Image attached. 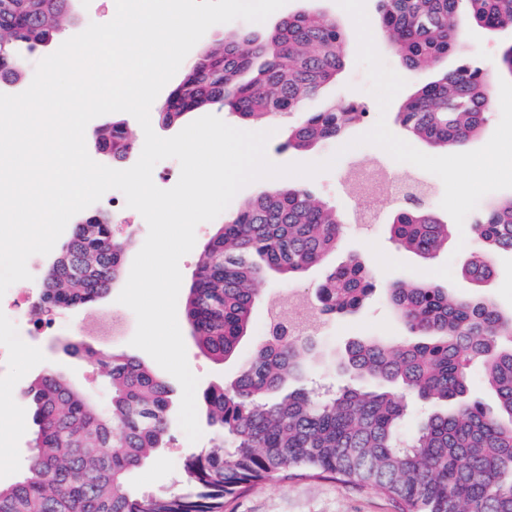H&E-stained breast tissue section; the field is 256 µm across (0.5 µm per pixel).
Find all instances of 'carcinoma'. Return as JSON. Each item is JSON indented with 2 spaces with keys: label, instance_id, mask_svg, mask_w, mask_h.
Here are the masks:
<instances>
[{
  "label": "carcinoma",
  "instance_id": "obj_1",
  "mask_svg": "<svg viewBox=\"0 0 512 512\" xmlns=\"http://www.w3.org/2000/svg\"><path fill=\"white\" fill-rule=\"evenodd\" d=\"M70 0H0V85L24 78L25 53L51 43L70 19ZM384 37L408 71L432 70L464 29L512 26V0H378ZM345 33L331 16H290L264 36L246 34L205 47L171 90L163 121L214 104L251 124L303 108L342 66ZM490 75L462 63L420 86L397 120L432 149L462 150L489 120ZM356 104L308 112L288 129L285 147L307 151L341 140L363 121ZM112 158L134 149L128 125L97 129ZM339 212L306 188L286 185L249 199L224 220L198 255L184 313L198 350L217 364L235 360L251 335L254 285L273 272L288 283L319 265L342 234ZM401 249L430 260L448 244L449 225L427 206L398 208L388 224ZM471 231L482 251L464 275L483 282L492 257L512 253V197L480 211ZM101 224H77L68 263L45 270L43 301L66 310L90 308L120 279L129 241ZM81 267L72 276L70 264ZM366 265L351 259L327 271L317 289L320 312L352 314L372 295ZM385 297L408 336L391 345L356 337L338 359L347 376L334 393L304 387L315 355L309 336H291L268 308L267 330L228 385L209 387L201 413L227 447L186 459L184 488L151 498L135 494L131 474L171 437L173 389L133 355L92 348L79 353L106 369L112 398L105 408L53 367L22 391L33 425L24 476L0 485V512H221L224 500L285 479H333L373 487L402 512H512V314L482 298L448 294L430 280L394 283ZM476 364L497 406L466 397ZM430 412L415 434L401 431L408 399Z\"/></svg>",
  "mask_w": 512,
  "mask_h": 512
}]
</instances>
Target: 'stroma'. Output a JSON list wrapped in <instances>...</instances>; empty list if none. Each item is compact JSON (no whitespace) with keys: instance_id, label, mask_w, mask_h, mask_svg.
Segmentation results:
<instances>
[{"instance_id":"35a3bbf8","label":"stroma","mask_w":512,"mask_h":512,"mask_svg":"<svg viewBox=\"0 0 512 512\" xmlns=\"http://www.w3.org/2000/svg\"><path fill=\"white\" fill-rule=\"evenodd\" d=\"M378 0H366V11L374 43L385 63L395 72L401 73L406 81L402 94L396 95L387 111H380L374 96L369 92L367 73L357 62L358 36L354 22L336 0H287L286 4L272 13L264 22L254 23L235 20L210 27L187 55V62H194L203 46L222 42L224 37L249 30L261 35L272 30L288 15L300 12H324L341 21L345 27L349 49L344 57L342 69L335 80L326 84L320 91L309 97L303 112H319L327 103L338 100H352L366 108L368 116L364 122L349 129L346 140H353L370 131L378 118H385L389 130L396 136L404 131L396 120V115L406 93L415 87L431 81L433 72L405 71L383 36L377 23ZM512 45V28L487 32L479 28L467 29L464 38L455 50L444 58L442 67L454 69L462 61L475 60L490 75L498 73V59L502 50ZM303 112H290L278 116L270 122L273 131L267 147L268 159L279 166L292 163H314L332 160L329 170L312 177H301V184L309 188L327 206L335 208L344 217V231L339 247L323 265L311 268L292 282L286 283L269 275L257 285V303L254 313V339L264 335L267 307L271 300L286 297L289 291L296 290L307 298H314L315 289L323 279L326 268L341 264L351 256L365 259L378 290L377 295L368 299L356 313L345 316L319 317L315 333L318 353L308 373L307 386L315 392H324L342 384L334 359L351 338L376 336L388 342H397L406 335V329L394 311L381 295L384 288L396 282L421 280L423 272L450 265L451 278H438V285L447 288L453 295L464 298L482 296L494 303L505 314L512 312V255L502 253L493 259L494 274L489 281L477 286L463 277L461 268L471 256L478 254L479 247L472 235L462 234L453 229L448 238L447 248L430 262L399 250L389 239L388 223L395 209L388 197H381L378 221L371 226L359 224L358 213L362 202L353 196L345 175L350 167L359 161L380 163L388 166L396 175L411 176L429 188L427 205L434 212H441L444 185L439 177L428 173L413 164L394 160L385 150L374 145H361L338 153L336 146L329 145L308 153H298L286 149L284 142L290 126L299 122ZM382 250L388 257L404 262L401 270H383L374 252ZM72 330L68 333L42 337L35 350H20L11 370L9 382L0 384V416L14 421L15 427L6 434L9 445L4 462L0 463V484L7 486L19 480L25 472L30 454L31 429L27 423V408L22 391L31 379L46 366L64 365L70 377L99 405H107L111 399V389L105 372L99 367L87 365L80 359L61 363L52 350V343L63 344L75 340L76 328L87 323L86 312L72 311L68 314ZM186 347L187 361L191 371L198 378V390L226 383L233 379L238 364L229 361L218 365L203 356L190 338L187 322L179 324ZM215 433L211 427H203L202 436L197 442H190L180 426H173L171 439L166 448L147 461L130 477V485L136 494L149 497L155 494L173 492L181 488L183 465L193 454L212 447ZM224 512H400V505L380 491L370 487H359L336 480L294 479L289 481H269L260 484L245 495L230 500Z\"/></svg>"}]
</instances>
